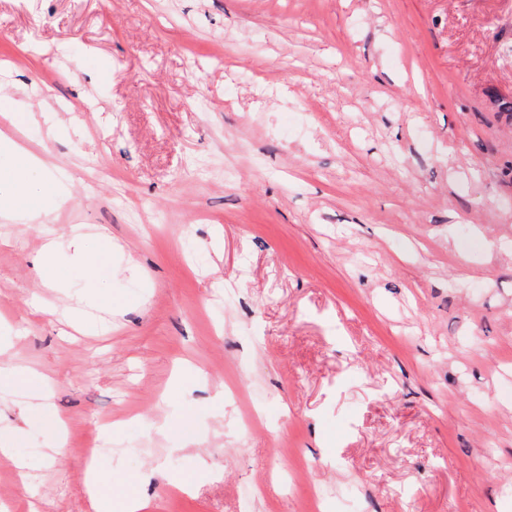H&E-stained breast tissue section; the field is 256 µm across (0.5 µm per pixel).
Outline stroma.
<instances>
[{"mask_svg": "<svg viewBox=\"0 0 512 512\" xmlns=\"http://www.w3.org/2000/svg\"><path fill=\"white\" fill-rule=\"evenodd\" d=\"M4 127L65 199L0 218V512H92L91 445L148 512H512V0H0ZM55 250L53 242H48L44 247L42 256L37 260V271L46 278L47 283L53 288H61V281L64 280L66 269L58 267L52 263V255ZM37 383H43V377L37 372L18 367H0V389L10 385L31 387Z\"/></svg>", "mask_w": 512, "mask_h": 512, "instance_id": "35a3bbf8", "label": "stroma"}]
</instances>
